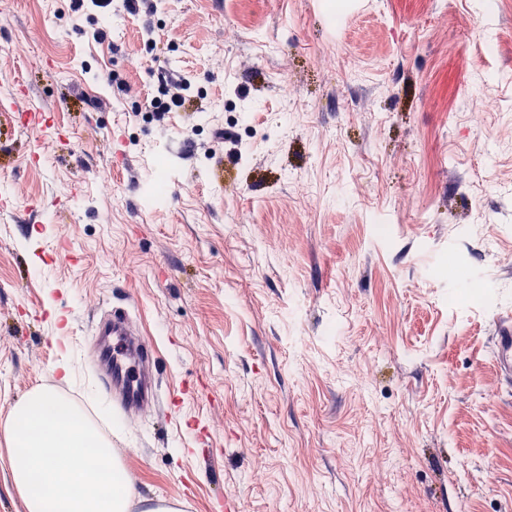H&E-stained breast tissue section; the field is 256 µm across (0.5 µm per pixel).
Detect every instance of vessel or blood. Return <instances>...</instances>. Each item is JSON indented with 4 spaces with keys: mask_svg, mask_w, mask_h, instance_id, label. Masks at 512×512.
I'll return each mask as SVG.
<instances>
[{
    "mask_svg": "<svg viewBox=\"0 0 512 512\" xmlns=\"http://www.w3.org/2000/svg\"><path fill=\"white\" fill-rule=\"evenodd\" d=\"M91 335L102 366L100 379L118 411L132 418L154 405L166 414L176 411L179 395L163 401L157 398L152 341L131 320L126 308L113 307L94 324ZM494 346L499 372L512 379L511 317L500 319Z\"/></svg>",
    "mask_w": 512,
    "mask_h": 512,
    "instance_id": "1",
    "label": "vessel or blood"
}]
</instances>
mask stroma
Here are the masks:
<instances>
[{
    "instance_id": "stroma-1",
    "label": "stroma",
    "mask_w": 512,
    "mask_h": 512,
    "mask_svg": "<svg viewBox=\"0 0 512 512\" xmlns=\"http://www.w3.org/2000/svg\"><path fill=\"white\" fill-rule=\"evenodd\" d=\"M0 45V426L75 402L130 512H512V9L0 0ZM121 305L196 389L174 418L97 413ZM190 83L183 76H176L164 86L159 88V95L152 97L149 107L150 112H159L162 116L165 112H171L173 107H180L185 102V92ZM497 335L494 336L495 362L504 377L512 379V318H500Z\"/></svg>"
}]
</instances>
